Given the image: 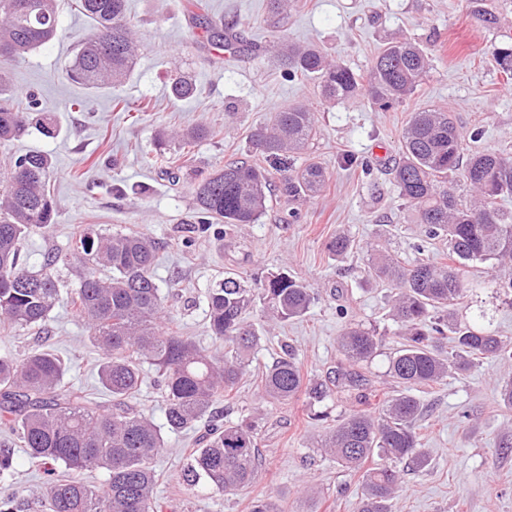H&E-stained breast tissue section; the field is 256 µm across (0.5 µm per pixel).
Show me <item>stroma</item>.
Instances as JSON below:
<instances>
[{
    "label": "stroma",
    "mask_w": 512,
    "mask_h": 512,
    "mask_svg": "<svg viewBox=\"0 0 512 512\" xmlns=\"http://www.w3.org/2000/svg\"><path fill=\"white\" fill-rule=\"evenodd\" d=\"M181 2L127 0L137 23L136 64L124 83L100 94H90L64 72L76 41L94 31L75 0H58L55 39L9 64L15 95L35 94L60 128L54 137L32 128L0 143V170L29 151L48 154L53 164L49 188L56 219L46 232L23 241V257L39 268L47 253L68 249L80 230L108 227L151 238L157 244L153 275L167 322L216 355L225 344L207 332V295L225 272L257 287L284 271L313 288L316 300L308 313L285 322L254 301L246 319L260 340L233 393L218 402L225 420L256 426L254 480L234 493L186 484L189 455L205 433L199 422L165 432L153 462L156 496L166 503L165 512H251L258 498L273 499L281 512H358L359 474L326 456L321 441L327 427L400 391L386 370L403 340L402 328L392 315V289L368 277V259L381 249L403 262L440 260L448 252L446 243L426 238L392 183L401 133L411 112L435 105L453 114L464 151L512 155V80L497 71L487 52L500 36H512V0H487L498 18L491 30L472 18L466 0H296L277 29L267 22L269 0H205L209 16L236 22L244 48L235 54L213 44L183 13ZM402 39L424 48L432 69L404 106L387 111L365 98L325 102L313 81L285 78L276 58L280 42L314 46L364 74L384 44ZM180 75L196 87L183 100L170 91ZM295 102L315 112L318 133L308 154L287 155L279 164L252 147L249 132L270 111ZM195 125L210 126L217 135L195 144L179 181H171L155 156L163 146L178 149V133ZM163 132L169 139L162 146ZM347 154L367 162L369 173L346 166ZM309 157L325 169L321 193L295 204L272 193L258 223L216 224L185 244L183 230L197 216V173L246 160L276 177ZM292 209L299 218L290 224ZM339 233L354 241L342 261L326 250ZM469 280L454 307L457 321L512 341V296L496 288L490 265L471 268ZM353 320L380 338L375 358L362 368L372 389L368 403L328 398L320 405L327 417L320 420L312 417L305 398L264 396L262 374L288 348L305 377L327 380L342 360L338 341ZM89 334L63 299L44 333L0 330V356L20 359L35 349L52 350L67 365L65 383L107 406L112 398L97 382L101 355ZM510 375L512 360H486L416 390L426 406L417 430L427 459L418 471L404 473L392 512H512V409L500 399L502 380ZM0 448L12 449L16 460L12 475L0 478V492L19 490L20 512H42V489L62 466L32 461L10 433L0 432Z\"/></svg>",
    "instance_id": "35a3bbf8"
}]
</instances>
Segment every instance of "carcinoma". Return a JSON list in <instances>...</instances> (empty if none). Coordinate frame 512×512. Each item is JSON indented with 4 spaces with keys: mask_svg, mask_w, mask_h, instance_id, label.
Here are the masks:
<instances>
[{
    "mask_svg": "<svg viewBox=\"0 0 512 512\" xmlns=\"http://www.w3.org/2000/svg\"><path fill=\"white\" fill-rule=\"evenodd\" d=\"M291 0H270V24L277 28ZM472 15L487 28L496 17L484 0H469ZM79 11L94 22L95 33L76 43L65 67L66 77L91 90L120 84L136 57L126 0H78ZM234 24L205 21L210 38L234 49L240 37ZM56 0H0V141L18 136L33 122L48 136L58 131L52 118L36 112L34 96L19 101L1 63L17 60L51 41L57 33ZM496 66L512 74V40L493 45ZM278 62L289 80L317 81L322 98L344 102L367 98L381 109L403 104L430 72L426 52L403 40L387 43L362 77L327 60L315 47L282 45ZM177 99L190 98L193 84L176 77ZM317 134L316 115L303 103L271 113L250 131L252 144L269 157L299 153ZM214 135L205 126L185 130L190 145ZM462 173L472 198L456 194L449 177ZM52 173L48 155L21 154L0 177V320L25 329L41 327L59 300L53 274L59 263L83 267L68 302L91 331L90 341L103 355L101 387L112 397L102 410L84 391L64 384L65 363L50 350H34L22 359L0 357V430L18 433L28 455L64 465L68 476L49 481L42 492L48 512H162L154 495L153 459L163 448L161 428L131 405L141 385V364L156 367L165 397L166 427L179 431L207 419L208 432L185 470L190 486L201 482L230 493L247 486L258 464L251 424L224 420L215 402L237 386L248 352L258 336L245 321L252 290L228 276L208 292V332L231 343L235 355L218 357L172 327L161 328L162 298L152 275L156 242L122 231H81L66 253H49L40 269L21 259L20 244L55 223L56 205L47 185ZM399 197L417 214L430 239L448 242V260H421L401 266L386 254L371 261L369 272L396 287L394 316L406 342L389 359L387 376L403 392L387 399L377 413L356 411L330 429L324 452L342 467L361 473L358 512H391L400 485L398 464L424 463L416 422L424 405L411 394L480 360L511 359L512 344L486 327L462 326L453 307L465 292L466 268L494 261L512 266V213L501 201L512 197V156L496 151L464 154L457 126L448 110L426 107L411 113L400 140V158L392 168ZM326 173L314 161L279 179L282 195L293 201L310 198L325 185ZM273 181L265 169L233 161L200 176L194 185L198 217L186 232L210 229L211 220L254 224L264 214ZM352 248L344 234L326 245L343 259ZM107 276L97 274L99 270ZM261 297L281 321L304 315L315 301L313 289L286 275L265 280ZM379 337L360 324L347 328L340 341L343 356L331 383L306 381L294 353L288 350L269 366L262 379L265 396L289 400L305 396L309 405L324 402L333 388L367 398L368 382L358 370L375 357ZM382 462L365 466L373 455ZM103 469L108 478L97 488L83 479Z\"/></svg>",
    "mask_w": 512,
    "mask_h": 512,
    "instance_id": "carcinoma-1",
    "label": "carcinoma"
}]
</instances>
